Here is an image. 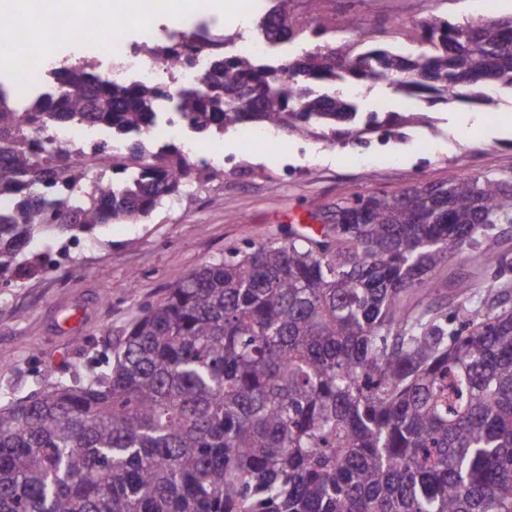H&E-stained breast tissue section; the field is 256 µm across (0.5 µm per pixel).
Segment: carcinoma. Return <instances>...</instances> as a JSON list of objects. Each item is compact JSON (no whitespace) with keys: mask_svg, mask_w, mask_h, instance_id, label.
I'll return each mask as SVG.
<instances>
[{"mask_svg":"<svg viewBox=\"0 0 512 512\" xmlns=\"http://www.w3.org/2000/svg\"><path fill=\"white\" fill-rule=\"evenodd\" d=\"M255 28L312 50L277 67L216 43L203 85L181 90L193 133L246 121L336 140L357 106L344 89L411 98H484L512 87V19L457 25L431 13L421 49L335 46L327 0H263ZM145 82L63 63L18 102L0 84V285L41 271L29 243L69 240L148 216L185 180L211 177L179 149L135 136L166 118ZM82 124L107 141L73 165L55 131ZM336 204L319 236L231 251L143 309L110 367L70 375L0 407V512H512V284L483 245L512 224V178L463 177ZM470 271L430 297L452 254Z\"/></svg>","mask_w":512,"mask_h":512,"instance_id":"obj_1","label":"carcinoma"}]
</instances>
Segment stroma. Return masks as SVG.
Returning <instances> with one entry per match:
<instances>
[{"instance_id":"35a3bbf8","label":"stroma","mask_w":512,"mask_h":512,"mask_svg":"<svg viewBox=\"0 0 512 512\" xmlns=\"http://www.w3.org/2000/svg\"><path fill=\"white\" fill-rule=\"evenodd\" d=\"M237 0V21H229L211 0H198L193 15L179 0L152 11L158 36L192 30L203 22L225 36H255V11ZM450 22L483 19L481 0H387L383 9L365 6L358 16L377 22L390 14L398 26L416 32L430 11ZM361 112L391 120L388 135L371 131L332 143L303 132L285 133L279 148L244 147L237 129L220 140L209 181L189 178L182 206L162 204L148 217L109 224L83 245L15 286L0 288V400L43 391L63 372L102 370L120 350L142 306L163 299L191 272L222 259L229 248L246 251L269 241L283 242L297 231L298 215L323 224L329 209L353 195H398L415 186L470 176L512 177V91L493 101H416L388 88L368 91ZM366 165H358L356 157ZM80 324L64 328L72 310Z\"/></svg>"}]
</instances>
